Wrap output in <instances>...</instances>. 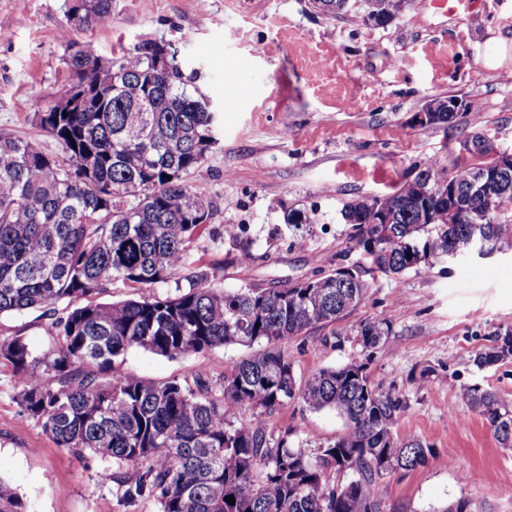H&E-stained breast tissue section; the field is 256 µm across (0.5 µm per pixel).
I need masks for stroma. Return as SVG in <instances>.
Returning <instances> with one entry per match:
<instances>
[{
	"instance_id": "stroma-1",
	"label": "stroma",
	"mask_w": 512,
	"mask_h": 512,
	"mask_svg": "<svg viewBox=\"0 0 512 512\" xmlns=\"http://www.w3.org/2000/svg\"><path fill=\"white\" fill-rule=\"evenodd\" d=\"M70 0H0V133L59 147L33 120L54 103L69 75L65 42L117 59L143 40L166 44L189 91L215 114L205 161L187 173L213 214L183 260V273L207 274L214 287L281 288L339 268L366 281L364 300L337 323L304 331L281 349L303 380L355 358L370 380L393 387L408 407L399 438L436 450L429 464L385 477L394 512H438L466 496L478 512H512V448L496 441L456 388L480 383L512 400V359L481 370L472 355L512 329V255L463 258L399 275L370 271L342 210L397 190L428 161L451 169L469 162L464 144L481 135L512 152V65L485 69L477 43L487 29L512 39V0H471L464 17L434 0H410L391 24L362 19L360 6L329 17L308 0H115L108 24L67 22ZM481 106L454 127L419 126L413 116L437 97ZM305 212L313 223L287 217ZM248 260H241V253ZM385 318L389 338L362 350L357 325ZM20 336L34 352L50 338L39 311L0 314V338ZM227 345L170 359L133 348L114 369L161 382L213 376L251 355ZM10 368L0 365V478L29 512H115L103 462L84 464L57 447L40 424L23 420ZM274 433L307 449L344 429L335 411L295 400L270 418ZM476 474L466 483L462 473Z\"/></svg>"
}]
</instances>
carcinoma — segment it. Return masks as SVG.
Masks as SVG:
<instances>
[{"mask_svg":"<svg viewBox=\"0 0 512 512\" xmlns=\"http://www.w3.org/2000/svg\"><path fill=\"white\" fill-rule=\"evenodd\" d=\"M406 0H362L363 17L384 27ZM113 0H74L68 22L103 25ZM349 0H320L332 17ZM54 106L83 96L72 111L37 112L34 120L62 156L0 133V314L42 309L50 345L35 353L21 336L0 340V364L11 367L20 416L41 425L59 448L83 460H109L112 497L121 512L146 500L158 512H385L380 481L399 470L424 467L432 446L394 435L407 407L394 389L375 386L356 359L296 379L279 349L303 331L341 320L365 298L360 280L336 273L305 288L224 291L204 273L175 295L96 303L91 297L122 282L153 288L173 278L213 202L183 175L199 167L214 142V113L187 91L174 57L161 59L153 40L103 63L89 49L73 51ZM490 157L444 170L427 162L391 194L346 205L355 244L375 270L399 274L432 267L470 236L468 220L421 218L425 203L439 205L435 182L465 178ZM489 238L512 244V168L502 174ZM387 224H367L368 207ZM64 305L65 314L56 315ZM391 323L362 321V348L385 341ZM265 347L215 378L197 375L148 383L112 371L131 348L177 358L227 344ZM512 357V333L474 355L484 369ZM459 399L476 410L501 444L512 437L507 400L479 383L461 384ZM313 410L331 408L345 421L336 441L306 450L275 435L268 417L287 400ZM246 420H233L237 411ZM352 472L336 490L329 476ZM235 498L231 505L225 497ZM0 512H27L16 490L0 479Z\"/></svg>","mask_w":512,"mask_h":512,"instance_id":"carcinoma-1","label":"carcinoma"}]
</instances>
